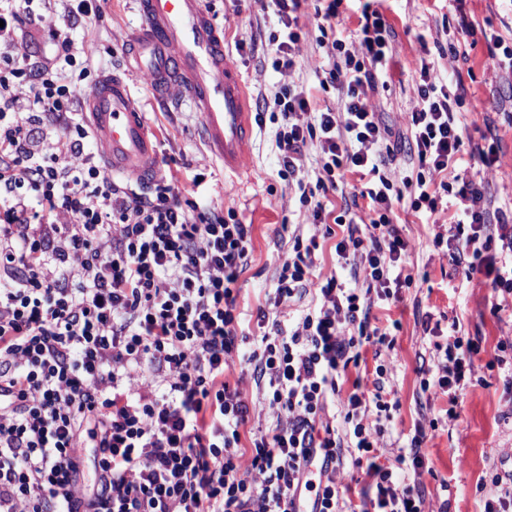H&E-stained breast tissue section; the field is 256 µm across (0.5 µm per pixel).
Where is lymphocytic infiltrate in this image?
<instances>
[{
    "mask_svg": "<svg viewBox=\"0 0 512 512\" xmlns=\"http://www.w3.org/2000/svg\"><path fill=\"white\" fill-rule=\"evenodd\" d=\"M47 2L0 0V45L16 46L19 32L36 28L53 47L47 59L0 58V512H290L310 493L321 512H344L337 463L346 452L364 476L360 512H430L419 488L424 427L400 449V471L378 464L399 401L385 387L384 364L369 382L347 371L363 348L394 346L372 309L414 283L399 210L430 217L449 201L429 245L465 278L488 280L492 311L512 298V208L492 207L469 174L473 163L491 166L498 147L463 152L462 83H443L434 64L422 63L414 82L421 106L392 142L370 102L388 61L383 0H363L355 39L339 29L342 0L318 8L259 0L278 18L267 36L273 68L293 70L301 19L313 16L326 36L320 84L342 95L340 108L316 112L303 86H280L270 114L280 176L304 193L335 190L349 173L365 184L341 215L315 203L317 232L293 234L257 310L263 333L251 343L237 303L251 225L235 210L186 200L199 174L148 195L115 183L88 149L84 89L63 75L90 71L91 51L76 49L68 30L96 5L62 0L50 18ZM403 143L414 160L396 170ZM330 239L354 287L319 272L317 252ZM305 296L307 310L282 321L281 306ZM420 326L436 340L421 389L447 397L448 419H459L480 341L456 325L442 330L429 313ZM238 369L250 372L257 406L230 383ZM258 418L263 427L244 439ZM314 448L336 463L315 483L304 475ZM89 450L90 491L80 482Z\"/></svg>",
    "mask_w": 512,
    "mask_h": 512,
    "instance_id": "1",
    "label": "lymphocytic infiltrate"
}]
</instances>
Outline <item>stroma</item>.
Here are the masks:
<instances>
[{"label":"stroma","instance_id":"1","mask_svg":"<svg viewBox=\"0 0 512 512\" xmlns=\"http://www.w3.org/2000/svg\"><path fill=\"white\" fill-rule=\"evenodd\" d=\"M211 13L224 28V45L236 61L249 96H273L278 86L293 80L310 90L317 109L338 107L341 94L322 90L319 79L328 59L316 43L313 21H306L305 34L297 51L291 75L273 70L263 49L249 43L257 29L276 26L272 10H261L254 0H210ZM453 0H385L383 12L391 27L389 51L393 66L371 97L372 103L392 133L405 132L410 112L419 106L413 80L422 62H433L441 77L462 80L466 104L460 121L473 142L483 135L496 137L499 157L492 167H479L478 178L495 205L512 199V72L499 67L490 57L489 37L512 42V0H466L465 10L477 29L462 45V57L451 58ZM133 0H101L98 13L80 18L69 34L76 46L94 53L90 80L125 67L127 40L137 25ZM135 98L142 107L148 128L157 143L158 179L192 165L204 177L200 197L218 209H235L252 227L251 261L240 276L238 307L249 321L251 336L261 333L256 314L274 286V275L288 251L287 225H299L311 235L314 228L299 203L297 188L278 175L275 145L277 126L271 120L253 125V137L240 173H224L203 142L200 117L178 96L159 100L150 76L143 71L130 74ZM404 233L410 241L407 269L417 284L401 291L402 299L391 307H374L380 327L400 321L393 350L381 357L365 353L363 368L374 369L377 361L389 368L390 384L397 392L400 409L388 425L382 465L396 467L397 445L407 442L417 424L437 420L429 431L425 454L430 474L423 486L432 512L447 505L448 512H480L482 481L493 473L512 470V394L507 393L497 370L488 366L500 338L512 336V307L493 313L490 289L483 281L466 280L461 272L434 251L427 242L428 225L423 216H408ZM432 313L442 327L459 321L463 335L481 339L475 367L481 383L468 387L460 417L445 415L447 399L427 402L420 383L433 365L431 338L422 334L419 316ZM448 492H441V484Z\"/></svg>","mask_w":512,"mask_h":512}]
</instances>
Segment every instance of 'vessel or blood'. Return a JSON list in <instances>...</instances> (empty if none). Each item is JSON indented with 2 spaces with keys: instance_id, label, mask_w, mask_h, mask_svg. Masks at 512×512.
Wrapping results in <instances>:
<instances>
[{
  "instance_id": "b4317fda",
  "label": "vessel or blood",
  "mask_w": 512,
  "mask_h": 512,
  "mask_svg": "<svg viewBox=\"0 0 512 512\" xmlns=\"http://www.w3.org/2000/svg\"><path fill=\"white\" fill-rule=\"evenodd\" d=\"M140 23L131 35L137 68L154 77L157 94L170 89L194 102L213 159L236 172L252 135L241 76L224 51V31L203 0H137ZM87 122L105 162L136 183L153 179L156 148L127 75L107 74L85 96Z\"/></svg>"
}]
</instances>
